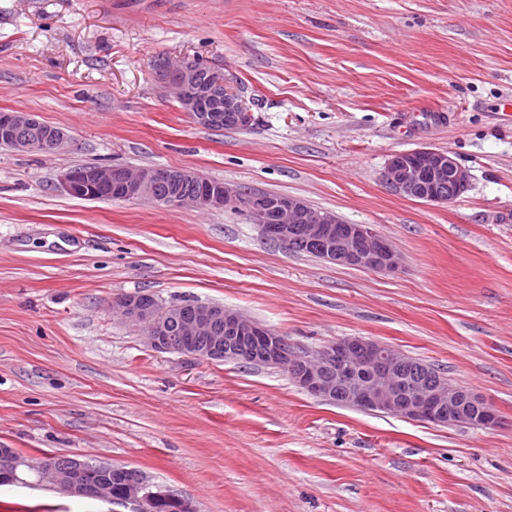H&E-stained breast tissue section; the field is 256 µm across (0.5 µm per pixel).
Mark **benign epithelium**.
Segmentation results:
<instances>
[{
	"instance_id": "1",
	"label": "benign epithelium",
	"mask_w": 512,
	"mask_h": 512,
	"mask_svg": "<svg viewBox=\"0 0 512 512\" xmlns=\"http://www.w3.org/2000/svg\"><path fill=\"white\" fill-rule=\"evenodd\" d=\"M159 75L163 88L181 102L197 124L227 119L238 130L251 126L252 115L245 100L236 93L222 92L221 82L201 80L195 61L165 64ZM3 140L17 152H52L67 143L68 135L45 126L32 112L11 111L0 112ZM194 178V172L181 168L97 165L82 172L67 169L60 175L59 185L70 196L86 198L91 197L86 189L110 185L120 200L175 208L213 210L235 203L245 208L264 237L287 248L299 232L306 244L316 247L319 258L336 265L384 272L400 267L391 243L369 224H345L335 213L315 209L290 195L272 196L264 191L246 194L226 184L194 193L170 189ZM469 180V170L452 152L429 147L391 155L383 171V181L393 194L435 204L454 202ZM115 307L126 321L142 328L146 345L157 352L276 366L301 390L330 403L336 402V392L327 373L336 367L345 374L362 371L364 380L347 387L342 405L441 426L468 424L492 429L499 423L493 406L483 396L447 381L430 391L402 387L397 367L403 354L373 340L343 338L317 350H302L266 326L219 305L200 304L192 313L184 314L177 306H163L153 295L139 293L118 298ZM295 361L299 363L297 369L293 368ZM450 410L457 419L448 420ZM93 465L95 462L79 455L72 456L67 469L43 464L39 482H47L68 496H89L125 507L128 512H156L161 503L168 504L172 512H193L189 502L169 489L146 490L142 476L121 494L113 493L107 483L99 484L90 494L82 476ZM25 466L19 457L0 454V485L16 484L17 472Z\"/></svg>"
}]
</instances>
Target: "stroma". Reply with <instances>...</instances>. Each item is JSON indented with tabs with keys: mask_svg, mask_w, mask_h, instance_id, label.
<instances>
[{
	"mask_svg": "<svg viewBox=\"0 0 512 512\" xmlns=\"http://www.w3.org/2000/svg\"><path fill=\"white\" fill-rule=\"evenodd\" d=\"M244 87L254 122L213 130L155 60ZM512 0H0V112L69 143L0 148V448L140 471L195 512H512ZM468 168L453 203L389 192L391 154ZM86 164L177 167L370 224L394 273L264 238L243 207L84 200ZM239 311L316 349L390 346L484 396L498 425L439 426L310 396L280 369L148 348L113 302ZM0 512H112L48 485Z\"/></svg>",
	"mask_w": 512,
	"mask_h": 512,
	"instance_id": "obj_1",
	"label": "stroma"
}]
</instances>
